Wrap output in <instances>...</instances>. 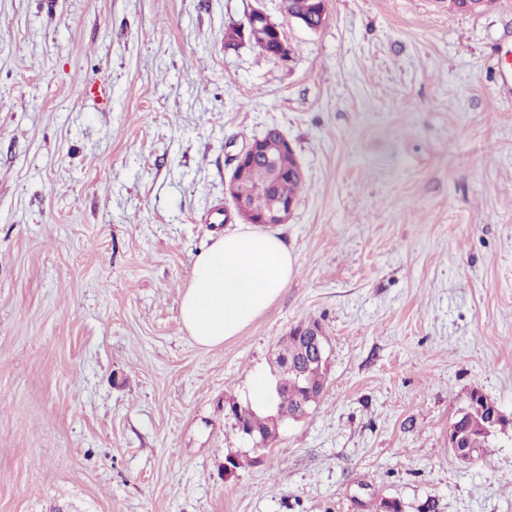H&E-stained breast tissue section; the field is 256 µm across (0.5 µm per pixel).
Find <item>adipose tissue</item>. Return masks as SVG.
I'll return each instance as SVG.
<instances>
[{
	"label": "adipose tissue",
	"mask_w": 512,
	"mask_h": 512,
	"mask_svg": "<svg viewBox=\"0 0 512 512\" xmlns=\"http://www.w3.org/2000/svg\"><path fill=\"white\" fill-rule=\"evenodd\" d=\"M295 272L274 233L241 228L195 259L180 303V320L203 348L220 346L268 311Z\"/></svg>",
	"instance_id": "obj_1"
}]
</instances>
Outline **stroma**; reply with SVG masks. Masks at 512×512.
Masks as SVG:
<instances>
[{
    "mask_svg": "<svg viewBox=\"0 0 512 512\" xmlns=\"http://www.w3.org/2000/svg\"><path fill=\"white\" fill-rule=\"evenodd\" d=\"M256 3L288 62L225 48ZM327 8L0 0V512H512V424L473 465L448 446L473 390L512 417V0ZM270 127L305 170L272 228L296 271L206 350L184 285ZM308 320L323 394L253 463L224 403ZM316 2V13L309 14L301 3H296L294 5L291 0L283 1L284 9L288 17L296 20L307 29L313 31L318 30L323 26L324 23L318 24V20L321 19V21H323L327 16V0H316Z\"/></svg>",
    "mask_w": 512,
    "mask_h": 512,
    "instance_id": "obj_1",
    "label": "stroma"
}]
</instances>
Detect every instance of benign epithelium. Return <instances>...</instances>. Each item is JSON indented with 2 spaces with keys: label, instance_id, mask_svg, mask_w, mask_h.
Instances as JSON below:
<instances>
[{
  "label": "benign epithelium",
  "instance_id": "benign-epithelium-1",
  "mask_svg": "<svg viewBox=\"0 0 512 512\" xmlns=\"http://www.w3.org/2000/svg\"><path fill=\"white\" fill-rule=\"evenodd\" d=\"M257 6L253 7L246 17V20L239 24L241 38L246 42L252 39L253 35L265 29L273 30L277 41L275 57L286 61L291 57V49L285 39L280 27L274 23L264 9L259 6L261 0H255ZM316 13L309 14L300 3H293L292 0H284V9L288 17L296 20L309 30H318L321 25L318 20L327 16V0H316ZM289 145L285 136H280V143L276 146L266 144L264 139L259 137L244 145L234 157V165L225 179L227 191L233 196L232 203L237 216L247 224L275 225L283 224L292 215L295 202L285 201L276 194L279 182V173L275 164V147L283 148ZM256 159L261 160L273 172L274 180L271 185L272 202L267 207H255L242 200L234 198L236 183L244 177L248 166ZM297 335L303 337V348L301 356L294 360H287L282 366L281 378L277 380V390H282L292 382L300 384L306 373V365L311 362L325 364L328 362L326 356V336L321 327L316 325L302 326ZM472 404L479 407V411L485 413L484 424L481 429L488 434L494 433L498 428L505 426L508 419L498 404L485 396L481 391L474 392Z\"/></svg>",
  "mask_w": 512,
  "mask_h": 512
}]
</instances>
